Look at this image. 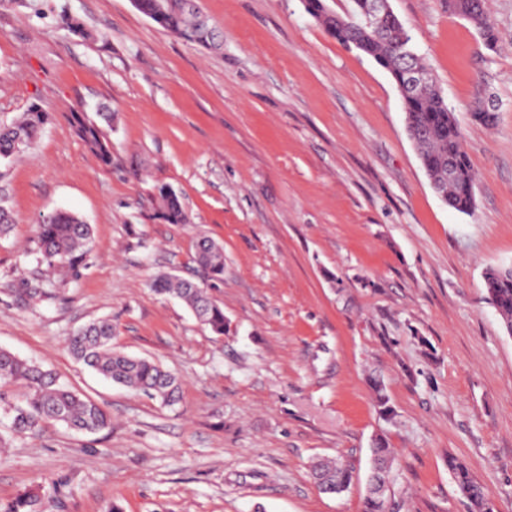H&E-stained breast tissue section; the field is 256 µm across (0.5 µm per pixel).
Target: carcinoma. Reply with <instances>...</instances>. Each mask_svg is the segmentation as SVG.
<instances>
[{"label":"carcinoma","mask_w":512,"mask_h":512,"mask_svg":"<svg viewBox=\"0 0 512 512\" xmlns=\"http://www.w3.org/2000/svg\"><path fill=\"white\" fill-rule=\"evenodd\" d=\"M363 0H351L344 13L323 11L325 0H306L313 11L323 12L322 25L339 43L373 58L400 84L403 72L410 68L431 69L417 51L413 36L398 18L387 17L377 28L366 26L361 12ZM163 8L158 22L164 30L191 44L220 48L224 35L215 26L196 25V17L183 6V0H137L135 8L146 17ZM448 13L469 21L478 31L484 45L494 49L497 34L487 0H445ZM408 133H416L413 142L419 160L429 176L435 192L453 209L469 213L474 208L475 174L463 146L461 128L443 96L438 81L418 94L402 98ZM70 121L80 139L104 165L112 163L109 140L97 122L84 111L70 112ZM47 124V113L36 105L10 124H0V161L11 160L27 151ZM161 217L169 224H186L188 217L178 193L166 187L158 190ZM37 238L40 260L49 268L67 265L79 269L85 262L93 242L92 228L78 214L57 210L48 220L38 224ZM195 262L212 280L224 275L223 246L203 237L195 245ZM487 302L497 312L506 332L512 331V265L489 266L483 273ZM152 290L161 296H172L184 302L196 319L217 336L224 335V309L208 289L190 279H176L170 273L158 275ZM115 327L108 319L91 321L66 339L77 360L105 379L174 405L180 398L177 377L155 360L126 354L113 343ZM21 384L24 391L10 401L0 393V404L10 418L12 434L34 438L49 423H62L79 431L95 433L112 424L111 415L98 404L61 385L56 375L13 352L0 348V387ZM373 465L393 466V452L383 438L375 439ZM458 492L468 502L469 512H489L490 494L476 482L469 470L453 457L448 459ZM311 474L319 490L334 494L348 487L351 474L334 460L320 459L312 463ZM0 512H52L50 501L35 492H24L7 503Z\"/></svg>","instance_id":"carcinoma-1"}]
</instances>
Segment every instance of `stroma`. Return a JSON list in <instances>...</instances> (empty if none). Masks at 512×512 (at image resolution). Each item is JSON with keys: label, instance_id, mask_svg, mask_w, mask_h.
Segmentation results:
<instances>
[{"label": "stroma", "instance_id": "35a3bbf8", "mask_svg": "<svg viewBox=\"0 0 512 512\" xmlns=\"http://www.w3.org/2000/svg\"><path fill=\"white\" fill-rule=\"evenodd\" d=\"M391 4L461 127L472 213L431 188L388 72L302 0H199L220 51L131 0H44L41 18L0 0V123L34 103L49 114L31 149L0 163L15 219L0 238V348L112 416L95 434L48 424L34 438L0 416V502L33 489L55 512H363L379 435L395 451L391 512H468L452 456L494 512H512V335L482 278L512 264V0H490L492 51L443 0ZM77 107L111 112V165L76 136ZM163 185L187 223L160 217ZM59 209L95 244L48 279L37 225ZM203 236L224 247L220 336L148 286L162 271L192 278ZM98 318L180 379L178 404L74 359L66 336ZM317 457L349 465L345 493L317 488Z\"/></svg>", "mask_w": 512, "mask_h": 512}]
</instances>
